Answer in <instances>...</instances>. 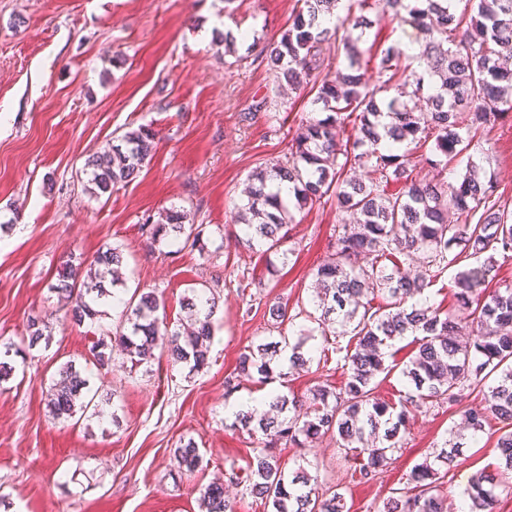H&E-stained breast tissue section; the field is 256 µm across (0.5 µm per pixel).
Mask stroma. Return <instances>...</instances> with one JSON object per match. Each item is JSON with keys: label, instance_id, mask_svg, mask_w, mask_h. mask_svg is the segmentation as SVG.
Returning a JSON list of instances; mask_svg holds the SVG:
<instances>
[{"label": "stroma", "instance_id": "1", "mask_svg": "<svg viewBox=\"0 0 512 512\" xmlns=\"http://www.w3.org/2000/svg\"><path fill=\"white\" fill-rule=\"evenodd\" d=\"M298 0H0V512H201L198 485L221 477L235 512H266L261 499L230 474L245 476L255 437L233 428L232 406L276 390L306 395L314 385L340 386L339 372L317 365L284 383L224 380L244 349L268 339L314 331L307 316L314 272L330 254L348 213L327 204L295 213L288 263L237 245L238 205L259 167L280 159L283 141L325 118L313 94L281 91L250 41L279 38ZM374 25L356 45L369 81L386 48L419 41L393 20L384 0H370ZM240 34L225 52L211 33ZM146 125L154 149L139 175L99 197L80 176L86 159ZM470 153L491 173L495 195L512 205V127L479 131ZM177 206L204 227L202 248H149L139 230L147 216ZM109 246L125 256L116 291L162 295L169 325L186 313L190 289L211 287L218 307L209 368L171 364L165 353L134 366L115 357L100 368L89 347L120 322V308L76 325L49 286L68 254L93 260ZM252 278L239 290L242 277ZM286 301L290 321L274 326L269 305ZM49 322L47 338L23 345L29 318ZM97 392L101 416L59 422L46 393L66 363ZM461 407L411 410L403 443L379 479L356 484L353 461L334 440L286 447L287 469L304 466L327 486L340 485L349 512H379L410 469L444 443L463 441L446 478L450 512L479 471L494 470L498 423L479 438L460 427ZM195 442L203 457L192 476L177 474L173 451Z\"/></svg>", "mask_w": 512, "mask_h": 512}]
</instances>
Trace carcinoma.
Wrapping results in <instances>:
<instances>
[{
    "label": "carcinoma",
    "mask_w": 512,
    "mask_h": 512,
    "mask_svg": "<svg viewBox=\"0 0 512 512\" xmlns=\"http://www.w3.org/2000/svg\"><path fill=\"white\" fill-rule=\"evenodd\" d=\"M301 2L288 30L261 45L256 58L267 63L278 87L315 92V102L331 115L308 122L285 143L281 159L252 175L247 203L238 215L237 223L244 225L238 242L251 250L279 252L286 263L290 251L282 246L293 211L336 201L353 221L336 225L331 257L314 273V321L323 336H349L355 342L343 346L336 340L320 351L325 366L336 355L345 376L342 387L317 384L303 399L274 393L261 406L235 413L232 427L261 435L249 463L250 493L273 512H345L339 487L320 489L317 478L301 466L286 470L280 448H302L329 436L357 459L353 481L370 483L391 464L411 409L453 406L475 392L481 395L479 406L464 410V421L475 434L490 419L502 423L496 440L500 456L494 471L471 477L464 491L468 509L461 512H496L495 489L512 479V287L492 288L490 283L500 267L498 258L512 259V209L493 195L492 179L472 161L451 182L413 176V149L429 142L433 157L425 161L432 164L437 157L448 165L469 151L474 134L512 121V69L502 62L512 55V0H465L460 12L452 9L451 0H386L394 18L424 35L419 57L426 59L427 69L413 68L414 55L393 45L380 63L385 79L373 85L361 71L357 51L340 37L345 20L323 25L338 0ZM339 47L346 51L347 65L332 79L321 77ZM348 119L350 144L337 139V129ZM153 144L154 134L141 126L93 156L85 167L89 191L110 194L131 181ZM395 144L404 146L402 153L394 152ZM357 170L366 178L354 175ZM282 181L290 184L286 201L273 190ZM391 181L401 184L394 194L387 193ZM141 232L151 246L163 240L194 246L202 236L190 214L177 207L156 223L146 218ZM453 246L477 259L476 266L454 277V298L463 317L441 311L424 297L428 285L451 264L448 249ZM419 253L424 260L418 273L402 271L401 258ZM122 262L118 246L100 251L85 270L71 256L51 285L65 318L77 325L96 317L103 299L123 307L118 330L90 348L96 363L102 368L111 364L112 343L133 364L150 363L161 347L174 364L185 363L194 371L207 367L214 301L204 293L184 297L189 323L171 328L158 316L164 303L155 292L126 302L107 290L105 282H119ZM377 298L385 306L374 307ZM46 328L42 318H31L29 345L38 343ZM407 336L417 348L400 370L408 389L395 405L375 396V379L394 369L386 365L388 350ZM303 345L283 336L241 352L236 375L225 380L227 392L239 388L242 376L256 374L261 382L285 378L280 358L285 351L289 369L307 367L313 355ZM61 374L47 392V407L53 419L67 421L86 414L92 401L87 399L89 380L80 371L68 364ZM454 458V451L443 447L433 459L416 464L381 512H448L442 488ZM174 460L186 476L202 463L192 441L174 450ZM200 505L202 512H233L221 482L201 486Z\"/></svg>",
    "instance_id": "cac0c4a2"
}]
</instances>
